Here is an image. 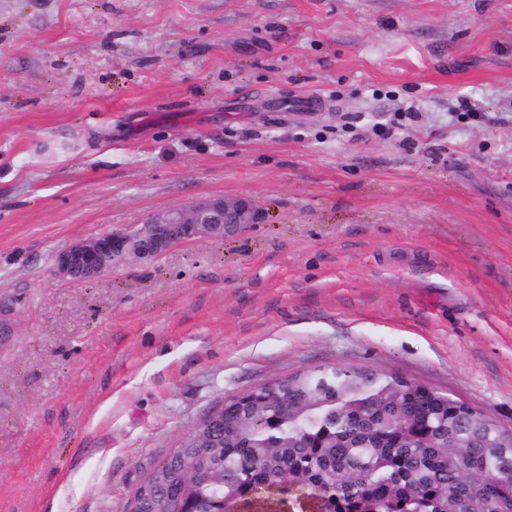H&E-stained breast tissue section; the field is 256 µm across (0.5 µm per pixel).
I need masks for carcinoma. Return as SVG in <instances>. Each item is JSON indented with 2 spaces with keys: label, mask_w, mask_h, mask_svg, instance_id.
Listing matches in <instances>:
<instances>
[{
  "label": "carcinoma",
  "mask_w": 512,
  "mask_h": 512,
  "mask_svg": "<svg viewBox=\"0 0 512 512\" xmlns=\"http://www.w3.org/2000/svg\"><path fill=\"white\" fill-rule=\"evenodd\" d=\"M363 366L329 365L262 387L228 409L215 442L174 447L136 489L129 512H152L164 476L168 512H236V500L296 486L323 512H512V436L450 396ZM185 452L190 476L174 464Z\"/></svg>",
  "instance_id": "cac0c4a2"
}]
</instances>
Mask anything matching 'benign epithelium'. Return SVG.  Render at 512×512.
<instances>
[{
	"mask_svg": "<svg viewBox=\"0 0 512 512\" xmlns=\"http://www.w3.org/2000/svg\"><path fill=\"white\" fill-rule=\"evenodd\" d=\"M260 221V212L247 197L202 199L156 212L125 231L78 241L56 254L54 273L66 282L93 281L129 259L156 261L198 237L238 236Z\"/></svg>",
	"mask_w": 512,
	"mask_h": 512,
	"instance_id": "7a95c632",
	"label": "benign epithelium"
}]
</instances>
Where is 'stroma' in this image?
<instances>
[{
	"instance_id": "1",
	"label": "stroma",
	"mask_w": 512,
	"mask_h": 512,
	"mask_svg": "<svg viewBox=\"0 0 512 512\" xmlns=\"http://www.w3.org/2000/svg\"><path fill=\"white\" fill-rule=\"evenodd\" d=\"M213 196L262 223L52 273ZM0 308V512H125L200 417L319 366L512 430V0H0Z\"/></svg>"
}]
</instances>
